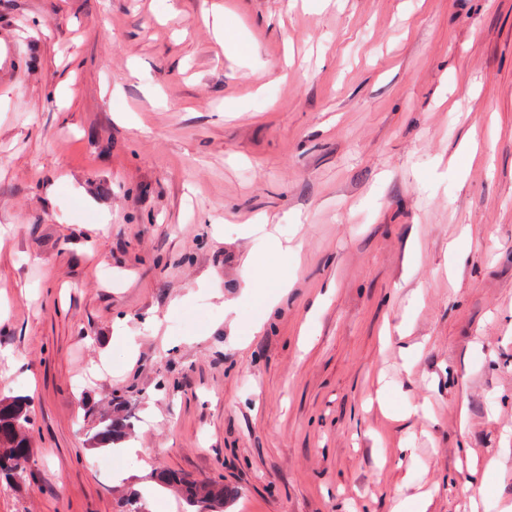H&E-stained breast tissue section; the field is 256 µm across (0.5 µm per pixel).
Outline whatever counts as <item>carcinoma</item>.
<instances>
[{
  "instance_id": "cac0c4a2",
  "label": "carcinoma",
  "mask_w": 512,
  "mask_h": 512,
  "mask_svg": "<svg viewBox=\"0 0 512 512\" xmlns=\"http://www.w3.org/2000/svg\"><path fill=\"white\" fill-rule=\"evenodd\" d=\"M32 418L26 400L0 396V475L20 483L28 477L31 457ZM127 437L126 420L113 417L92 437L94 444H117ZM157 481L165 488L181 487L189 512H224L234 492L219 481H196L161 471Z\"/></svg>"
}]
</instances>
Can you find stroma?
Here are the masks:
<instances>
[{"mask_svg":"<svg viewBox=\"0 0 512 512\" xmlns=\"http://www.w3.org/2000/svg\"><path fill=\"white\" fill-rule=\"evenodd\" d=\"M0 394V512L512 506V0H0ZM32 418L19 397L0 396V475L20 483L28 477ZM127 423L123 417L115 416L102 430L92 437L93 444H117L127 437ZM157 481L165 488L181 487L185 512H224V504L233 498L234 492L219 481H196L172 472L161 471Z\"/></svg>","mask_w":512,"mask_h":512,"instance_id":"stroma-1","label":"stroma"}]
</instances>
